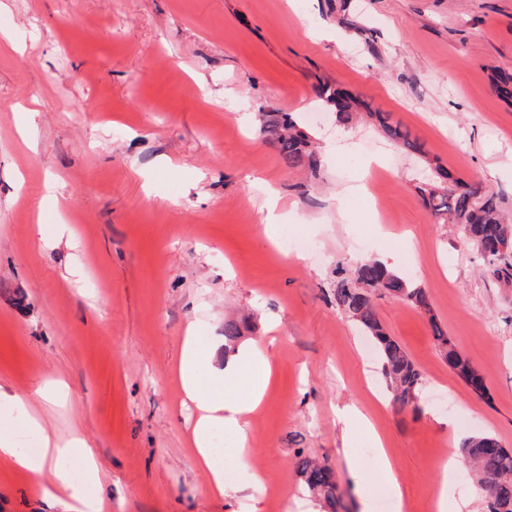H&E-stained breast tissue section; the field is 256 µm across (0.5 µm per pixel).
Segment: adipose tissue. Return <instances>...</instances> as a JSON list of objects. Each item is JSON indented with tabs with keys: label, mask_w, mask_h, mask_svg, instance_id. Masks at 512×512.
<instances>
[{
	"label": "adipose tissue",
	"mask_w": 512,
	"mask_h": 512,
	"mask_svg": "<svg viewBox=\"0 0 512 512\" xmlns=\"http://www.w3.org/2000/svg\"><path fill=\"white\" fill-rule=\"evenodd\" d=\"M209 344L198 336L195 325H188L178 366L185 395L196 405L199 417L192 432V444L199 463L206 469L214 491H231L224 483V470L214 463L217 454L211 446V429L221 425L238 441L233 463L248 471L254 482L262 475L246 449L247 418L264 400L271 364L261 342L253 341L238 349L223 371H214L208 363ZM342 422H356L367 432L376 450L375 465L390 483L396 512H403L405 498L392 458L383 436L373 421L358 409L340 415ZM18 433L37 437L40 448L30 453L14 442ZM0 461L30 474L43 494L59 503L63 512H104L105 503L98 493L100 470L89 443L81 436L60 440L50 433L29 400L0 384Z\"/></svg>",
	"instance_id": "obj_1"
}]
</instances>
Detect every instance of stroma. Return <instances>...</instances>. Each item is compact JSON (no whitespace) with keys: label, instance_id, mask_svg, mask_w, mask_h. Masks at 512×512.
<instances>
[{"label":"stroma","instance_id":"stroma-1","mask_svg":"<svg viewBox=\"0 0 512 512\" xmlns=\"http://www.w3.org/2000/svg\"><path fill=\"white\" fill-rule=\"evenodd\" d=\"M512 0H0V384L49 432H81L108 512H309L297 455L328 460L346 512H379L385 478L361 429L386 439L407 507L431 512L437 459L481 433L512 448V277L434 223L418 186L433 172L374 127L339 122L331 81L392 113L453 175L512 212ZM36 109L37 144L19 133ZM262 112H286L319 147L316 174L287 168ZM379 155L371 196L345 159ZM54 186L42 195L44 182ZM307 253L263 235L266 191ZM413 234L417 250L404 246ZM390 255L433 317L486 375L479 399L435 348L428 317L376 306L423 376L417 410L380 407L376 351L330 302L337 259ZM247 315L272 379L249 418L263 474L212 493L178 376L196 324L224 366V320ZM355 458L371 473L361 501ZM0 512H61L0 465Z\"/></svg>","mask_w":512,"mask_h":512}]
</instances>
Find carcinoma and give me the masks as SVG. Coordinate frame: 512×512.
<instances>
[{
  "label": "carcinoma",
  "instance_id": "carcinoma-1",
  "mask_svg": "<svg viewBox=\"0 0 512 512\" xmlns=\"http://www.w3.org/2000/svg\"><path fill=\"white\" fill-rule=\"evenodd\" d=\"M319 96L332 107L339 120L348 121L361 113L376 122L396 147L423 159L437 173L436 181L418 187L422 203L435 223L457 225L472 245L476 259L496 265L504 273L512 270V221L502 213L495 196L455 177L438 160L429 157L424 143L407 127L393 121L390 113L374 110L360 96L329 83L321 85ZM259 122L260 133L277 149L288 167L317 171L318 159L312 142L290 115L261 112ZM333 274L331 303L374 341L391 400L397 407L418 408L421 373L381 323L375 298L382 294L428 314L434 344L450 370L478 396H488L484 373L457 350L448 333L431 315L424 289L375 259H367L352 270L339 260ZM245 328L243 321H224L225 346L237 342ZM461 455L482 491L487 512H512V450L488 435L475 434L463 441ZM295 468L304 487L324 503L328 512H339L341 493L332 467L299 454Z\"/></svg>",
  "mask_w": 512,
  "mask_h": 512
}]
</instances>
